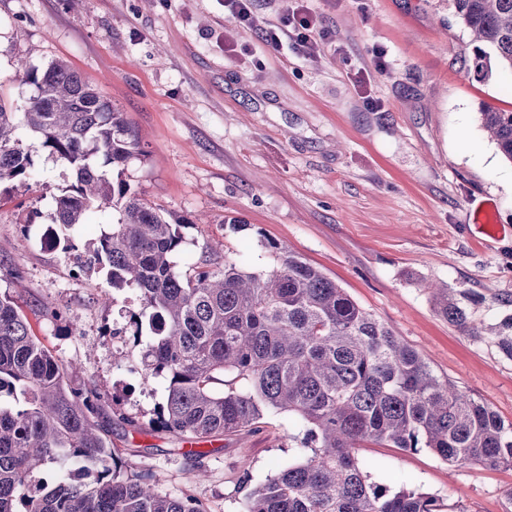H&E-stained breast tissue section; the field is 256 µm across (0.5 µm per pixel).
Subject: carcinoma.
I'll return each instance as SVG.
<instances>
[{
  "label": "carcinoma",
  "instance_id": "obj_1",
  "mask_svg": "<svg viewBox=\"0 0 512 512\" xmlns=\"http://www.w3.org/2000/svg\"><path fill=\"white\" fill-rule=\"evenodd\" d=\"M453 7L478 43L475 60L489 46L512 71V0H453ZM14 69L30 93L22 106L0 97V184L31 175L28 134L72 177L54 197L56 247L75 249L67 230L93 213L112 214L87 250V267L105 273L116 291L137 289L132 334L113 335L142 346L143 382H166L158 427L197 446L257 428L266 411L300 424L288 442L302 459L251 488L245 512H442L420 488L372 480L356 452L366 442L426 449L458 468L512 467V422L437 376L416 349L287 247L272 245L270 268L226 258L222 268L178 272L173 256L185 219L145 202L126 179L144 151L124 113L62 61L40 69L18 57ZM480 116L512 163V111L486 105ZM427 290L440 317L467 336L482 335L456 291ZM494 339L512 359V316ZM72 370L34 334L22 306L0 296V512H206L190 495L160 494L148 475L120 476L119 457L97 424L104 395L72 386ZM227 378L245 387L215 388ZM70 463L92 480L41 478Z\"/></svg>",
  "mask_w": 512,
  "mask_h": 512
}]
</instances>
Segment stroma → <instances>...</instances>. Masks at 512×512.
<instances>
[{
	"label": "stroma",
	"instance_id": "1",
	"mask_svg": "<svg viewBox=\"0 0 512 512\" xmlns=\"http://www.w3.org/2000/svg\"><path fill=\"white\" fill-rule=\"evenodd\" d=\"M329 32L317 56L292 39L278 0H255L235 23L223 0H0V94L21 99L14 56L62 60L125 112L144 160L127 179L152 205L189 218L180 272L232 258L269 267L287 245L413 346L440 377L512 421V359L492 337L463 335L435 312L427 282L471 296L469 317L491 326L512 297V163L479 112L512 110V73L488 54L472 66L468 29L452 0H304ZM378 100L370 109L367 99ZM25 181L0 186V294L22 305L36 336L78 363L77 388L110 394L100 422L123 477L148 472L156 489L190 494L207 512H243V477L260 483L296 457L295 420L266 413L260 428L202 444L203 458L152 418L162 381L113 369L107 331L127 301L103 307L104 274L71 275L49 243L53 199L67 166L33 149ZM494 210V227L478 214ZM358 455L372 477L417 487L445 507L512 512V468L459 470L425 451L373 443ZM250 482V483H251Z\"/></svg>",
	"mask_w": 512,
	"mask_h": 512
}]
</instances>
